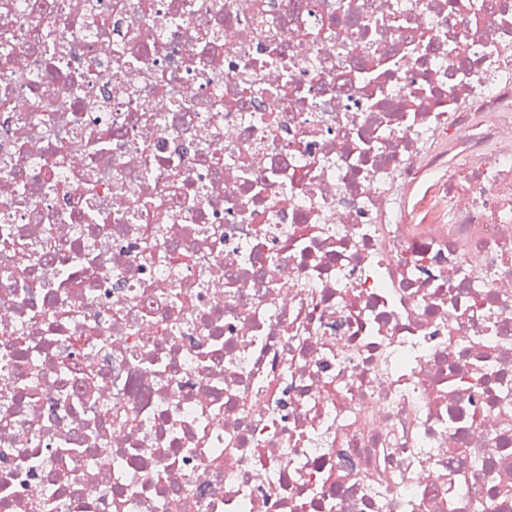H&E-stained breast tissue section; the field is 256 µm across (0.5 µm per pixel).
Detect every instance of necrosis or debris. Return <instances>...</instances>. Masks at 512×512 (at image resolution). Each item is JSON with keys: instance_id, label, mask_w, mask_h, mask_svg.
Here are the masks:
<instances>
[{"instance_id": "necrosis-or-debris-1", "label": "necrosis or debris", "mask_w": 512, "mask_h": 512, "mask_svg": "<svg viewBox=\"0 0 512 512\" xmlns=\"http://www.w3.org/2000/svg\"><path fill=\"white\" fill-rule=\"evenodd\" d=\"M481 497L512 0H0V512Z\"/></svg>"}]
</instances>
